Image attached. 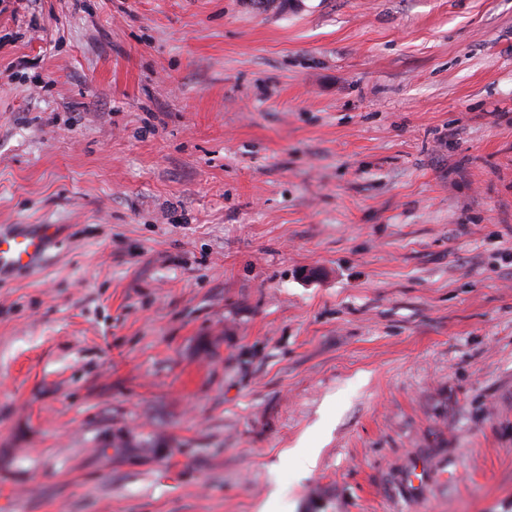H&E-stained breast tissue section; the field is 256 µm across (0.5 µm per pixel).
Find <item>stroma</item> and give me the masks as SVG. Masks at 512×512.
<instances>
[{"label": "stroma", "mask_w": 512, "mask_h": 512, "mask_svg": "<svg viewBox=\"0 0 512 512\" xmlns=\"http://www.w3.org/2000/svg\"><path fill=\"white\" fill-rule=\"evenodd\" d=\"M35 224L0 512H512V0H0Z\"/></svg>", "instance_id": "obj_1"}]
</instances>
